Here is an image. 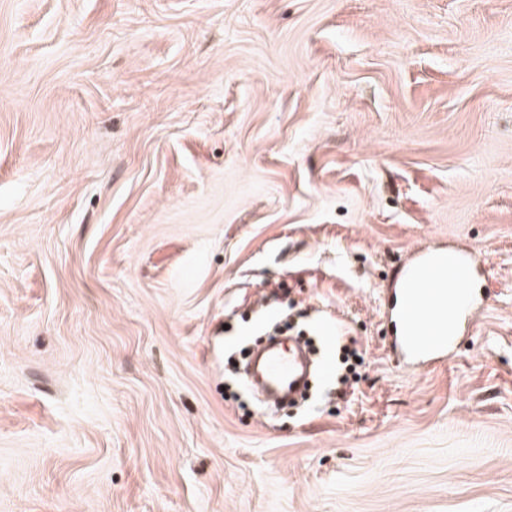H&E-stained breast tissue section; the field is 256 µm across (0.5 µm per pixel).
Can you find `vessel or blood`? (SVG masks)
Here are the masks:
<instances>
[{"instance_id":"1","label":"vessel or blood","mask_w":512,"mask_h":512,"mask_svg":"<svg viewBox=\"0 0 512 512\" xmlns=\"http://www.w3.org/2000/svg\"><path fill=\"white\" fill-rule=\"evenodd\" d=\"M478 262V256L473 253L418 251L402 274L404 286L398 290L392 307L395 327L392 348L405 364L421 368L445 360L454 341L473 327L484 304L483 296L470 278ZM451 265L467 269L468 277L449 284L446 270ZM263 373L274 387L298 386L299 364L295 351L270 352L264 360Z\"/></svg>"}]
</instances>
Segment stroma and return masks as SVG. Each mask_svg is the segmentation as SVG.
Segmentation results:
<instances>
[{
  "label": "stroma",
  "instance_id": "35a3bbf8",
  "mask_svg": "<svg viewBox=\"0 0 512 512\" xmlns=\"http://www.w3.org/2000/svg\"><path fill=\"white\" fill-rule=\"evenodd\" d=\"M421 248L487 296L426 373ZM282 286L331 367L271 425ZM0 512H512V0H0ZM279 317L271 323L266 331L253 338L250 344L239 353L237 357L228 358L225 365V377L233 380L249 377L253 360L261 349L266 347L273 340L294 339L303 349L312 365H317L320 361L319 349L314 345L310 338L305 336L293 335L296 318L302 317L295 311L294 307L288 304V298L279 304ZM292 394L289 398H273L265 394L258 388H253V392L247 401V409L256 417L274 421L279 419L284 412L290 409H298L302 402L306 399L308 385Z\"/></svg>",
  "mask_w": 512,
  "mask_h": 512
}]
</instances>
